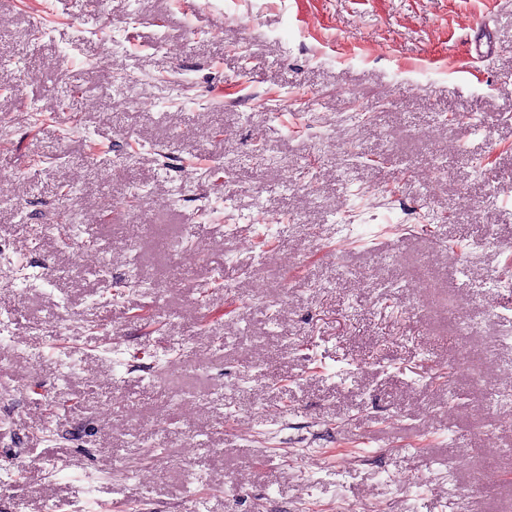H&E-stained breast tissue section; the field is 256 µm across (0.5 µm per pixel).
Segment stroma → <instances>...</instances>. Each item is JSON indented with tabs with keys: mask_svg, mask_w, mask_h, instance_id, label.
Wrapping results in <instances>:
<instances>
[{
	"mask_svg": "<svg viewBox=\"0 0 512 512\" xmlns=\"http://www.w3.org/2000/svg\"><path fill=\"white\" fill-rule=\"evenodd\" d=\"M2 84L23 512H512V397L484 382L512 377L484 286L512 274V188L481 205L512 176V0H0ZM488 224L498 247L453 251Z\"/></svg>",
	"mask_w": 512,
	"mask_h": 512,
	"instance_id": "1",
	"label": "stroma"
}]
</instances>
